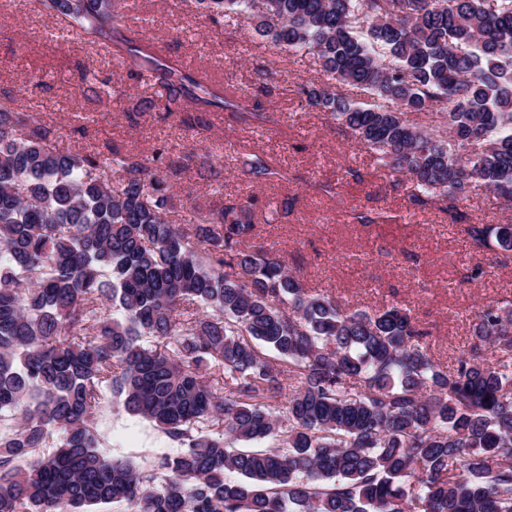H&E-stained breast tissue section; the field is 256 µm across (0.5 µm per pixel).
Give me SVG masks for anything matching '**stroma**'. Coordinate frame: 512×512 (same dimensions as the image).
<instances>
[{
  "mask_svg": "<svg viewBox=\"0 0 512 512\" xmlns=\"http://www.w3.org/2000/svg\"><path fill=\"white\" fill-rule=\"evenodd\" d=\"M132 23L165 56L181 60L194 75L234 85L239 95L273 110L274 123L257 127L234 113L206 112L187 127L161 110L141 112L143 87L127 77L122 59L87 37L60 39L65 21L30 0H0V96L19 99L23 110L39 113L55 132L59 147L143 155L164 149L166 156H189L175 189L209 191L201 155L221 169L229 194H256L279 211L272 223L257 221L256 239L300 270L306 288L335 297L351 309L375 310L388 303L409 309L428 331V351L450 363L470 338L469 320L481 307L512 298V251H473L466 245L469 224H512L507 209L487 192L460 200L455 210L436 201L411 204L412 182L379 166L373 153L325 113L301 105L296 88L323 77L316 57L283 56L264 94L255 67L270 52L248 21L213 23L193 0H133ZM112 78L121 89L110 108L93 94L75 92L80 69ZM44 79L30 89V78ZM138 113L137 123L125 115ZM267 159L275 178L252 183L242 172L251 155ZM379 213L383 222L357 224L353 213ZM482 279L465 282L474 265ZM102 449L151 470L172 443L149 421L128 414L104 396L95 418Z\"/></svg>",
  "mask_w": 512,
  "mask_h": 512,
  "instance_id": "obj_1",
  "label": "stroma"
}]
</instances>
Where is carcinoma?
I'll use <instances>...</instances> for the list:
<instances>
[{"instance_id": "cac0c4a2", "label": "carcinoma", "mask_w": 512, "mask_h": 512, "mask_svg": "<svg viewBox=\"0 0 512 512\" xmlns=\"http://www.w3.org/2000/svg\"><path fill=\"white\" fill-rule=\"evenodd\" d=\"M41 2L129 55L128 77L182 123L227 108L269 121L162 57L116 0ZM195 2L316 56L326 79L300 98L407 177L413 203L484 188L512 205V0ZM408 112L444 114L448 139ZM162 156L64 150L0 99V512H512V299L475 312L440 363L405 309L308 292L254 242L259 197L220 183L169 221ZM244 165L253 183L274 175L258 155ZM466 233L512 251L510 224ZM107 392L179 445L153 473L100 450Z\"/></svg>"}]
</instances>
